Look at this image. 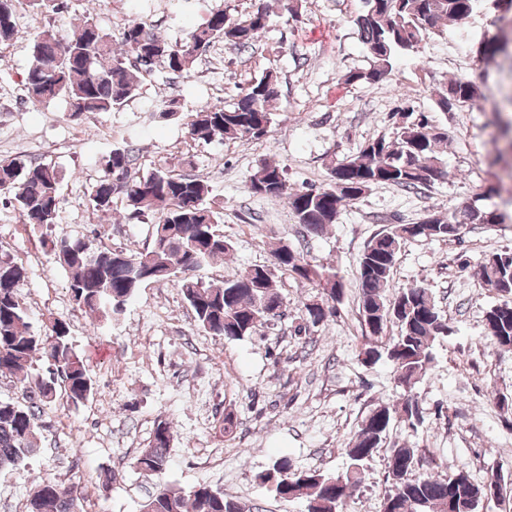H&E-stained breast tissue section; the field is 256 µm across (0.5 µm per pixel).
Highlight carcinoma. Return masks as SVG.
I'll use <instances>...</instances> for the list:
<instances>
[{"label": "carcinoma", "instance_id": "carcinoma-1", "mask_svg": "<svg viewBox=\"0 0 512 512\" xmlns=\"http://www.w3.org/2000/svg\"><path fill=\"white\" fill-rule=\"evenodd\" d=\"M491 2L501 18L512 13V0H362L353 19L368 67L344 74L348 84H387L400 57L414 53L430 37H441L449 22L461 23ZM17 0H0V43L16 31ZM267 0H254L252 10L235 17L217 8L178 42L159 35L147 22L133 20L120 45L88 16L71 31L51 28L34 39L26 91L34 103L63 99L72 116L112 112L138 95L142 80L158 67L176 77L189 74L212 44L222 41L237 49L250 48L266 30ZM476 54L494 59L508 54L507 44L495 39L477 43ZM435 111L448 115L481 96L480 87L456 77L433 89ZM280 98L277 74L265 71L251 78L236 102L206 105L187 116L185 129L194 142L211 144L249 141L264 136L273 122L272 104ZM405 107L392 136H378L331 165L328 182L320 187L288 190L285 169L260 163L247 180L254 195L287 201L294 222L308 236L323 234L340 211L359 201L371 188L393 185L418 191L448 180L441 145L448 143V125L422 114L411 119ZM132 142L112 149L104 159L103 175L92 186L89 203L96 213H118L126 223L148 224L151 244L141 251L112 248L83 235L42 240L56 262L70 274L68 289L75 304L95 321H110L146 282L173 284L191 308L199 328L212 336L240 340L281 316L284 301L276 288L274 270L286 271L318 289L319 299L305 305L304 327L336 314L344 294L336 271L309 261L286 242L272 251V267L248 266L221 285L205 282L199 272L230 255L233 246L216 225L224 219L211 197V186L197 175L158 165L146 174L136 170ZM62 172L52 163L21 156L0 159V191L12 196L23 224L33 230L55 224L61 204ZM504 223L494 209L463 205L444 214L430 209L414 224H389L368 242L358 264V300L365 336L359 356L369 366L385 358L394 367L402 390L394 408L381 406L363 422L340 473L302 470L286 458L274 461L258 479L282 501L300 500L306 512H343L363 487L367 462L383 440L392 415L415 427L422 408L414 392L432 363V344L448 335L429 288L411 283L393 288L392 270L402 244L410 239L460 240L470 224ZM482 285L500 297L485 315L487 335L499 347L512 345V250L486 256L479 272ZM27 278L22 264L0 257V376L10 379L24 402L0 399V470L20 471L41 442L40 418L59 396L79 407L94 394L87 359L70 337L68 323L52 314L34 327L21 302L19 288ZM398 334L384 336L389 323ZM174 440L170 422L158 419L134 467L146 479L158 480L167 469ZM435 458L420 448L400 445L387 461L392 492L382 512H479L486 488L507 487L512 473H492L478 485L460 472L446 479L429 470ZM81 493L45 480L28 496L26 512H84ZM139 512H247L239 501L209 484L188 491L156 483Z\"/></svg>", "mask_w": 512, "mask_h": 512}]
</instances>
